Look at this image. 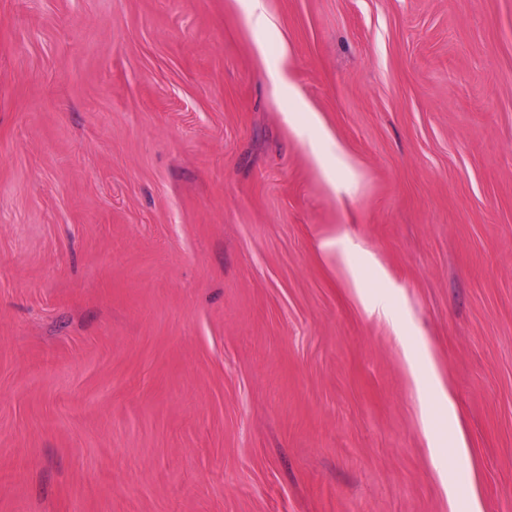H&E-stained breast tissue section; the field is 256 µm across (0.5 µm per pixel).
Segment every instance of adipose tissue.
I'll return each mask as SVG.
<instances>
[{
    "instance_id": "adipose-tissue-1",
    "label": "adipose tissue",
    "mask_w": 512,
    "mask_h": 512,
    "mask_svg": "<svg viewBox=\"0 0 512 512\" xmlns=\"http://www.w3.org/2000/svg\"><path fill=\"white\" fill-rule=\"evenodd\" d=\"M405 357L408 368L417 382H429L431 386V399L424 402V409L438 408L448 418V437L440 439L430 437L429 446L434 460H441L444 444H451L453 448L464 449L466 446L464 434L458 422L455 403L438 369L435 358L428 347L405 346Z\"/></svg>"
}]
</instances>
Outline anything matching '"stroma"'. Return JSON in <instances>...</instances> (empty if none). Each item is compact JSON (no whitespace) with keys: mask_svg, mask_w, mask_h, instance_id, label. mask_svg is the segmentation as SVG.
I'll return each instance as SVG.
<instances>
[{"mask_svg":"<svg viewBox=\"0 0 512 512\" xmlns=\"http://www.w3.org/2000/svg\"><path fill=\"white\" fill-rule=\"evenodd\" d=\"M263 8L0 0V512H512V0ZM402 347L408 368L415 380L419 383L418 398L426 413L425 428L428 433L429 448H432V456L434 460L439 462L437 464V469L446 495L448 496V502L450 505L449 512H482L477 494L472 489L463 493L456 483L448 481V470L440 464V460L442 458L441 448H445L446 446L430 429L429 421L432 406L441 410L446 417L448 416V439L451 443V448H456L460 451L467 448V445L458 422L453 397L442 378L433 353L425 346L417 348L403 343ZM425 381H428L431 386V399L429 401H424L422 395L421 385Z\"/></svg>","mask_w":512,"mask_h":512,"instance_id":"obj_1","label":"stroma"}]
</instances>
